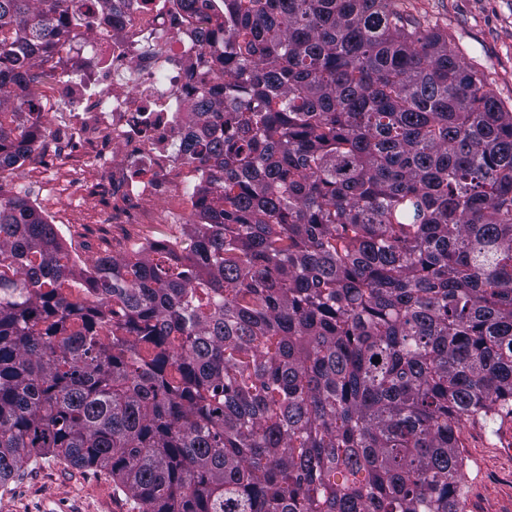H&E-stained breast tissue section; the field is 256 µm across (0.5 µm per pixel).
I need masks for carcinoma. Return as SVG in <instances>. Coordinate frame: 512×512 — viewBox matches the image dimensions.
<instances>
[{"label": "carcinoma", "mask_w": 512, "mask_h": 512, "mask_svg": "<svg viewBox=\"0 0 512 512\" xmlns=\"http://www.w3.org/2000/svg\"><path fill=\"white\" fill-rule=\"evenodd\" d=\"M222 2L183 246L79 266L0 183V486L52 456L130 512H465L460 426L512 417V109L396 0ZM81 15L0 0V95Z\"/></svg>", "instance_id": "carcinoma-1"}]
</instances>
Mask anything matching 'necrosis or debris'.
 Masks as SVG:
<instances>
[{"label":"necrosis or debris","instance_id":"obj_1","mask_svg":"<svg viewBox=\"0 0 512 512\" xmlns=\"http://www.w3.org/2000/svg\"><path fill=\"white\" fill-rule=\"evenodd\" d=\"M133 9L83 0L87 24L57 57L40 66L44 84L25 104L29 120L50 123L58 139L51 164L61 185L100 198L114 232L172 224L167 201L206 175L178 155L195 131L192 112L211 80L216 53L206 42L219 4L200 13L181 0H134ZM63 103L48 115L50 101Z\"/></svg>","mask_w":512,"mask_h":512}]
</instances>
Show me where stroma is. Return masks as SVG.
Wrapping results in <instances>:
<instances>
[{"instance_id":"1","label":"stroma","mask_w":512,"mask_h":512,"mask_svg":"<svg viewBox=\"0 0 512 512\" xmlns=\"http://www.w3.org/2000/svg\"><path fill=\"white\" fill-rule=\"evenodd\" d=\"M407 15L447 31L465 59L483 71L498 98L512 107V0H397ZM31 204L54 224L71 260L85 265L101 251L128 255L130 243L113 240L108 225L87 224L82 201L61 190L42 170L40 186L28 189ZM466 512H512V418L499 429L464 425ZM0 512H128L123 494L104 471L57 460L30 465L0 487Z\"/></svg>"}]
</instances>
